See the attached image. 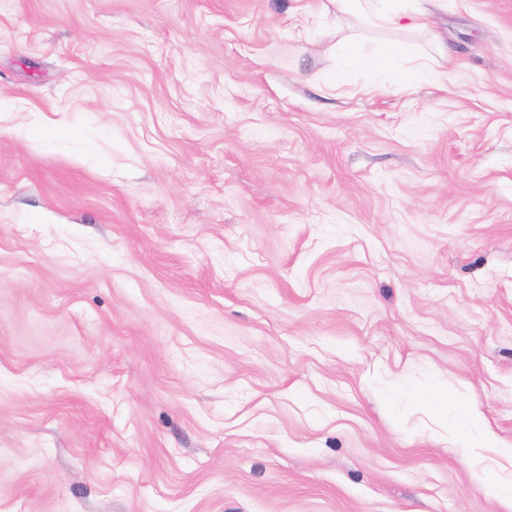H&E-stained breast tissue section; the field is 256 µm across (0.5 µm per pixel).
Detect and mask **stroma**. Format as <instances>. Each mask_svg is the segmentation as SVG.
<instances>
[{
	"instance_id": "1",
	"label": "stroma",
	"mask_w": 512,
	"mask_h": 512,
	"mask_svg": "<svg viewBox=\"0 0 512 512\" xmlns=\"http://www.w3.org/2000/svg\"><path fill=\"white\" fill-rule=\"evenodd\" d=\"M326 4L0 0V512H504L512 0ZM392 0H330L336 7V17L352 15L362 23L379 28H397L405 30L426 31L431 34L433 43L440 56L445 53L444 42L435 29L433 13L422 8L419 1L404 10L393 11L386 6ZM403 54L404 49L399 46L355 49L349 44H341L335 83L329 89L349 85L360 71L365 73L373 88H380L391 80L394 74L392 64ZM437 80L436 72L426 62H419L411 69L407 80L406 89L412 92H418L426 86L435 83ZM459 408L463 412L464 418L467 422V439L472 447H499L490 446L493 444L492 438L489 432L484 428L482 417L475 409L466 408L464 406H459Z\"/></svg>"
}]
</instances>
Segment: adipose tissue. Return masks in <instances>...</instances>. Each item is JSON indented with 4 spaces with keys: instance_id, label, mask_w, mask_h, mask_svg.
Segmentation results:
<instances>
[{
    "instance_id": "ef3b65f1",
    "label": "adipose tissue",
    "mask_w": 512,
    "mask_h": 512,
    "mask_svg": "<svg viewBox=\"0 0 512 512\" xmlns=\"http://www.w3.org/2000/svg\"><path fill=\"white\" fill-rule=\"evenodd\" d=\"M337 14L351 15L362 23L379 28L419 30L431 33L436 49H443L444 42L435 31L433 15L420 5L393 11L386 0H331ZM404 53L403 48L364 47L353 48L343 44L339 47V64L336 69V86L350 84L357 73H365L372 87L379 88L389 82L394 74L392 64Z\"/></svg>"
}]
</instances>
